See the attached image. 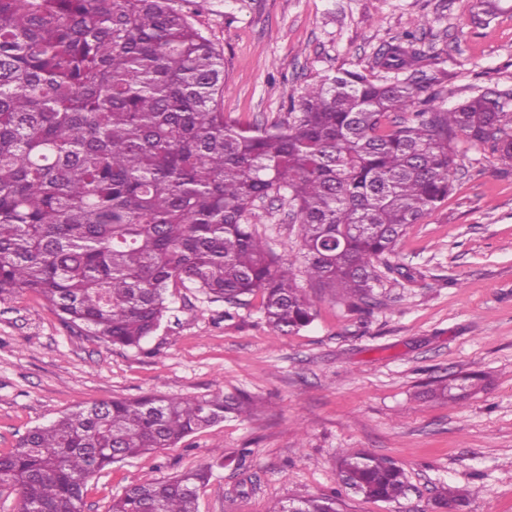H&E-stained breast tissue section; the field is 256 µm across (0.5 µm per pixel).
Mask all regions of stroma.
Wrapping results in <instances>:
<instances>
[{
    "label": "stroma",
    "mask_w": 512,
    "mask_h": 512,
    "mask_svg": "<svg viewBox=\"0 0 512 512\" xmlns=\"http://www.w3.org/2000/svg\"><path fill=\"white\" fill-rule=\"evenodd\" d=\"M224 55V115L269 124L305 84L370 68L378 49L414 33L423 71L448 72L437 102L512 90V0L485 21L478 0H171ZM453 190L377 267V303L355 309L300 276L297 227L279 202L258 205L256 232L298 272L315 319L275 335L261 295L225 317L189 286L141 348L69 327L40 295L0 298V453L75 407L146 394H247L251 413L175 447L112 464L85 484L83 512H108L131 486L210 467L198 512H268L293 496L342 492L348 453L388 457L410 489L381 502L347 496L343 512H437L441 487L464 512H512V172L490 147L458 141ZM478 376L454 401L449 378ZM223 448L216 458L215 448Z\"/></svg>",
    "instance_id": "1"
}]
</instances>
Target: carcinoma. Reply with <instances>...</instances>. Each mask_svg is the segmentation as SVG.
<instances>
[{
	"label": "carcinoma",
	"instance_id": "carcinoma-1",
	"mask_svg": "<svg viewBox=\"0 0 512 512\" xmlns=\"http://www.w3.org/2000/svg\"><path fill=\"white\" fill-rule=\"evenodd\" d=\"M423 58L409 34L367 72L304 86L273 125H242L224 117V55L169 0H0V297L38 293L119 347L158 328L178 283L231 307L259 292L273 332L301 329L312 305L253 229L256 203L276 198L295 215L307 279L373 306L375 261L448 199L458 138L512 169L508 102L484 92L434 105L448 74L417 77ZM249 405L150 394L78 406L0 454V490L18 512H82L93 474ZM339 472L355 496L408 490L387 458L349 454ZM210 473L135 485L108 512H196ZM298 502L341 512L333 495ZM463 503L441 488L438 507Z\"/></svg>",
	"mask_w": 512,
	"mask_h": 512
}]
</instances>
